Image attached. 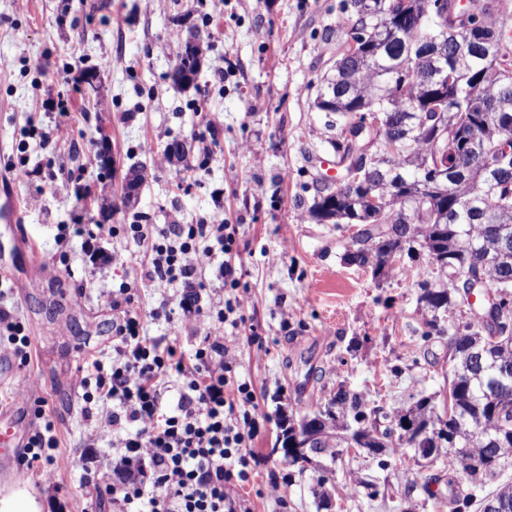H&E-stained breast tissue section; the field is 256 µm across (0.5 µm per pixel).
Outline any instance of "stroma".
I'll return each mask as SVG.
<instances>
[{"label":"stroma","mask_w":512,"mask_h":512,"mask_svg":"<svg viewBox=\"0 0 512 512\" xmlns=\"http://www.w3.org/2000/svg\"><path fill=\"white\" fill-rule=\"evenodd\" d=\"M342 0H0V200L20 204L22 247L0 223L8 267L1 284L32 343L29 364L0 355V413L33 432L37 401L56 425L59 451L75 457L60 471L58 498L39 470L0 467V498L30 494L39 512H99L81 456L96 443V486L115 484L112 450L97 442L96 417L84 413L74 377L85 356L112 351V311L98 295L121 284L135 290L147 331L189 349L192 326L169 325L151 312L174 305L178 285L140 277L146 247L104 236L126 264H95L80 238L59 244L68 224H197L239 227L250 287L247 322L264 352L230 346L252 379L266 415L255 446L264 457L241 495L252 512H450L448 489L472 483L446 470L408 462L386 470L375 459L342 456L326 470L298 472L274 449L280 414H303L339 387L385 411L408 409L439 391L451 369L447 337L423 338L418 303L423 282L441 274L426 252L404 258L386 276L348 264L349 229L309 215L315 183L331 174L336 116L314 101L344 40ZM203 53L193 83L173 85L190 33ZM74 115L67 135L54 128ZM182 142L186 159L165 152ZM34 177L18 181L10 164ZM146 179L138 204L120 195L130 167ZM326 477L332 506L313 494ZM386 486L370 500L360 480Z\"/></svg>","instance_id":"stroma-1"}]
</instances>
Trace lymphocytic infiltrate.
I'll list each match as a JSON object with an SVG mask.
<instances>
[{"instance_id": "lymphocytic-infiltrate-1", "label": "lymphocytic infiltrate", "mask_w": 512, "mask_h": 512, "mask_svg": "<svg viewBox=\"0 0 512 512\" xmlns=\"http://www.w3.org/2000/svg\"><path fill=\"white\" fill-rule=\"evenodd\" d=\"M126 238L147 245L143 272L150 282L180 283L176 306L163 311L171 323L196 324L201 333L181 351L143 332L129 286L101 293L112 310V355H95L79 368L77 384L86 409L103 412L100 437L112 443L118 512H251L238 488L249 485L259 463L251 446L262 416L254 385L243 378L227 341L246 334L248 303L244 271L236 263L238 227L209 224H126ZM218 265L227 296L222 304H200L202 271ZM247 341L261 345L259 334ZM178 379L177 397L164 405L163 390ZM55 422L45 419L28 438L26 464L40 463L47 488L66 468L57 453Z\"/></svg>"}]
</instances>
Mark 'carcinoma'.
Listing matches in <instances>:
<instances>
[{
    "label": "carcinoma",
    "instance_id": "1",
    "mask_svg": "<svg viewBox=\"0 0 512 512\" xmlns=\"http://www.w3.org/2000/svg\"><path fill=\"white\" fill-rule=\"evenodd\" d=\"M448 9H453V0H384L383 7L371 13L348 10V38L355 40L362 31L366 40L353 53L347 43L341 44L316 98L318 109L342 117L336 138L330 141L338 175H346L363 154L378 150L371 131L377 120L384 135L395 140V149L381 151L383 159L368 164L350 187L319 182L309 212L317 216L324 198L333 197L335 224L360 225L358 244L347 254L348 261L383 274L391 270L383 256L408 254L418 244L445 257L440 269L464 263L473 276L502 286L505 298L496 309L506 306L512 314V244L503 249L498 239L503 227L512 237V178L498 179L478 156L464 154L451 160L448 181L435 188V219L416 222L410 230L400 223L401 209L410 206L401 200L406 181L428 177L427 169H416V161L431 160L448 149L444 138H417L416 112L405 111V104L414 103L417 112L448 113V133L456 135L476 130L489 136L505 119H512V32L500 33L506 50L496 57L485 35L492 18L484 14L469 30L454 35L443 32L448 18L442 12ZM400 23L404 36L390 38L389 28ZM473 183L481 187L480 192L469 193ZM368 192L379 201L373 211L365 201ZM465 293L466 283L450 277L422 285L419 296L429 313L424 336L448 335L452 365L448 388L457 412L442 416L427 397L393 418H405L413 411L426 413L436 427L447 430L442 447L469 449L464 457L448 458V469L480 480L465 495L448 482V500L451 512H484L489 498L506 488L512 490V484H502L486 492L508 457L492 465L485 462L495 449L512 448V387H501L497 378L498 369L512 370V334L502 336L494 347H485L491 332L507 320L489 321L491 314L483 306L450 326L436 321L432 310L454 309ZM378 415L380 410L368 407L358 393L341 387L309 415L297 420L281 415L279 426L290 434L299 426L312 436L308 453L313 458L324 456L325 448L332 449L329 456L333 458V449L352 446L347 437L366 434L372 440L385 438L391 456L403 458L409 442L379 429ZM461 423L472 434L459 440L455 434Z\"/></svg>",
    "mask_w": 512,
    "mask_h": 512
}]
</instances>
